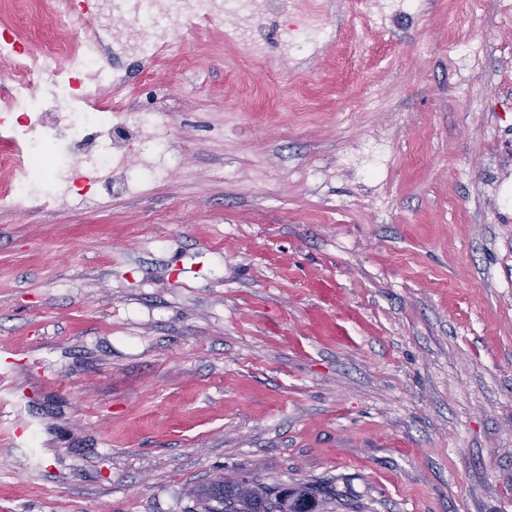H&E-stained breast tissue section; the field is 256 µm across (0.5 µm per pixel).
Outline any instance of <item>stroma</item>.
Instances as JSON below:
<instances>
[{
    "instance_id": "stroma-1",
    "label": "stroma",
    "mask_w": 512,
    "mask_h": 512,
    "mask_svg": "<svg viewBox=\"0 0 512 512\" xmlns=\"http://www.w3.org/2000/svg\"><path fill=\"white\" fill-rule=\"evenodd\" d=\"M464 2L295 0L232 74L220 30L122 61L130 107L172 100L178 162L0 209V512H200L221 476L512 512V0ZM26 4L0 28L33 48Z\"/></svg>"
}]
</instances>
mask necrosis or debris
<instances>
[{"label": "necrosis or debris", "instance_id": "obj_1", "mask_svg": "<svg viewBox=\"0 0 512 512\" xmlns=\"http://www.w3.org/2000/svg\"><path fill=\"white\" fill-rule=\"evenodd\" d=\"M274 2L96 0L93 22L76 40L72 32L81 14L74 0H54L52 32L36 54L20 48L9 30H0V59L10 64V77L0 84V112L12 116L10 130L0 140V169L9 174L0 207L20 211L34 200L86 205L91 182L119 195L128 193L134 182L167 176L174 157L172 130L155 111H129L128 85L118 60L154 62L180 54L173 33L187 22L223 30L226 39L236 38L262 51L252 33ZM74 126L83 131L75 153L90 178L76 181L66 171L46 175L42 144L65 140ZM125 127L136 128L139 140L154 146L152 153L140 157L135 181L128 176L130 141L118 134Z\"/></svg>", "mask_w": 512, "mask_h": 512}]
</instances>
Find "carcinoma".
Masks as SVG:
<instances>
[{
    "instance_id": "cac0c4a2",
    "label": "carcinoma",
    "mask_w": 512,
    "mask_h": 512,
    "mask_svg": "<svg viewBox=\"0 0 512 512\" xmlns=\"http://www.w3.org/2000/svg\"><path fill=\"white\" fill-rule=\"evenodd\" d=\"M238 480H217L196 490L203 512H320L310 488L285 487L275 494L256 487L246 497L238 494Z\"/></svg>"
}]
</instances>
